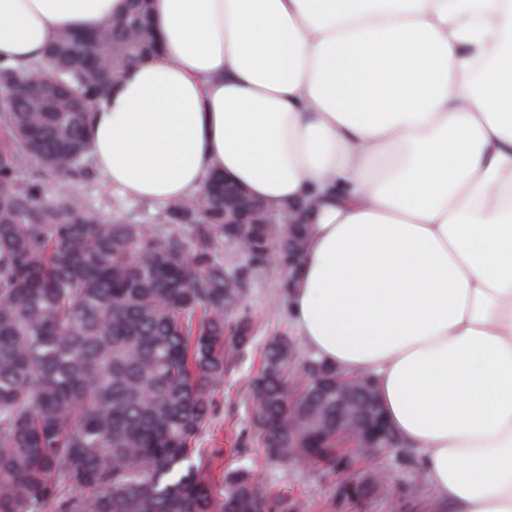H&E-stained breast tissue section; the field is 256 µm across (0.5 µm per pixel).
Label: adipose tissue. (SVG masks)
<instances>
[{
	"label": "adipose tissue",
	"mask_w": 512,
	"mask_h": 512,
	"mask_svg": "<svg viewBox=\"0 0 512 512\" xmlns=\"http://www.w3.org/2000/svg\"><path fill=\"white\" fill-rule=\"evenodd\" d=\"M129 0H0L24 66ZM162 54L94 110L143 201L218 172L314 200L288 294L314 356L373 378L441 512H512V0H152Z\"/></svg>",
	"instance_id": "adipose-tissue-1"
}]
</instances>
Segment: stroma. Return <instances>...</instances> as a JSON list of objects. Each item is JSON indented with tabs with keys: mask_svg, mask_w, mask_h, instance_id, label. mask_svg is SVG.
Listing matches in <instances>:
<instances>
[{
	"mask_svg": "<svg viewBox=\"0 0 512 512\" xmlns=\"http://www.w3.org/2000/svg\"><path fill=\"white\" fill-rule=\"evenodd\" d=\"M73 191L104 218L131 220L155 227L161 204L130 198L103 180L73 183ZM282 270L252 269L241 304L257 325L259 343L288 340L294 350L295 375H302L313 354L299 336L280 290ZM260 366L251 356L224 375L215 395L216 435L224 447V461L232 467L258 470L268 488L287 495L299 512H433L434 501L421 470L410 453L398 448L359 452L343 441L336 447L332 466L314 463L272 462L265 458L254 427L255 406L248 383ZM382 473L381 488L369 485L372 474Z\"/></svg>",
	"mask_w": 512,
	"mask_h": 512,
	"instance_id": "1",
	"label": "stroma"
}]
</instances>
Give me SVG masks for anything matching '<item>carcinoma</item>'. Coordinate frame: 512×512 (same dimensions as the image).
Returning <instances> with one entry per match:
<instances>
[{"mask_svg": "<svg viewBox=\"0 0 512 512\" xmlns=\"http://www.w3.org/2000/svg\"><path fill=\"white\" fill-rule=\"evenodd\" d=\"M159 52L150 0H130L110 32H61L24 67L0 62V512H288L258 472L224 466L206 439L214 394L254 347L239 309L251 269L213 257L231 242L224 179L164 204L158 227L103 222L80 198L41 201L59 179L94 178L86 130L117 78ZM263 265L288 255L278 224L246 240ZM250 393L267 457L286 460L288 407L336 453V378L354 410L372 382L311 360L286 388L293 350L261 352Z\"/></svg>", "mask_w": 512, "mask_h": 512, "instance_id": "1", "label": "carcinoma"}]
</instances>
